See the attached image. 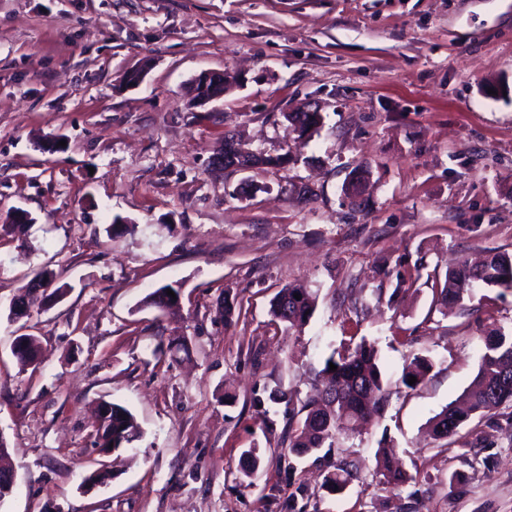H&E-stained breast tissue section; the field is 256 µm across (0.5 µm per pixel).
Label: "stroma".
Masks as SVG:
<instances>
[{"label": "stroma", "mask_w": 512, "mask_h": 512, "mask_svg": "<svg viewBox=\"0 0 512 512\" xmlns=\"http://www.w3.org/2000/svg\"><path fill=\"white\" fill-rule=\"evenodd\" d=\"M204 70L231 81L194 106ZM303 107L322 120L298 134L285 115ZM228 133L284 164L213 167ZM13 207L34 222L22 240L0 227L16 472L0 512H512V409L452 439L424 431L473 380L483 336L512 330V289L473 288L448 313L435 294L461 262L512 253V0H0V214ZM44 270L70 290L32 312L39 368L23 372L7 314ZM166 285L177 308L147 306ZM286 286L315 299L290 331L270 314ZM349 323L378 350L389 404L295 457L288 407L321 386ZM416 354L434 367L409 389ZM104 400L142 436L86 494ZM382 446L405 484L378 474ZM344 456L358 478L329 493Z\"/></svg>", "instance_id": "35a3bbf8"}]
</instances>
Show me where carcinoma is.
Wrapping results in <instances>:
<instances>
[{"instance_id":"1","label":"carcinoma","mask_w":512,"mask_h":512,"mask_svg":"<svg viewBox=\"0 0 512 512\" xmlns=\"http://www.w3.org/2000/svg\"><path fill=\"white\" fill-rule=\"evenodd\" d=\"M227 79V73L215 72L207 82L193 83L190 101L196 103L202 98L221 94L227 86ZM285 119L291 127L304 132L318 125L321 115L318 112H290ZM36 279L44 280L45 287L51 292L47 296L37 294L29 298L19 295L14 304L26 311L34 307L42 309L50 296L55 294L61 300L68 292V285L56 284V277L51 272H42ZM476 284L511 289L512 255L490 252L478 265L463 263L449 271L443 286L437 289V301L446 310L462 309L465 296ZM296 293L301 295V299L294 297ZM313 311L311 294L303 288L292 286L282 288L272 305L274 318L291 328L305 325ZM483 342L484 350L472 384L428 421L427 431L434 437L450 439L473 419L491 420L500 414V410L512 408V334L486 336ZM38 348L39 342L35 336L23 333L15 337L12 353L21 370L37 368ZM326 363L334 364L337 369L332 371L330 367H324L326 377L322 387L309 395L299 409L304 418L297 422L292 417L288 419V445L299 456L320 450L326 442L333 441L338 433L354 431V427L381 414L389 402L390 393L374 345L363 340L336 357L330 356ZM432 367L431 359L414 357L403 374V383L409 389L415 388V385L427 379ZM412 376L416 377L414 385L409 383ZM140 437L141 432L133 414L114 404L112 417L97 423L92 447L109 448L115 443L128 448ZM378 461L388 484L399 486L408 480L406 472L392 459L388 449H379ZM259 467L260 457L256 449L244 450L242 474L248 477ZM356 470L357 465L353 461H340L335 470L325 476L324 487L330 493L343 492Z\"/></svg>"}]
</instances>
